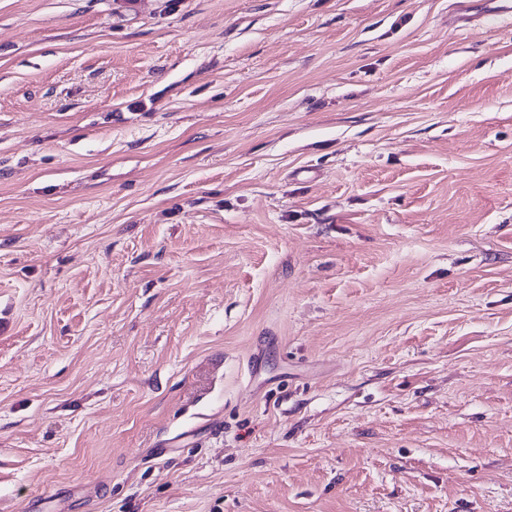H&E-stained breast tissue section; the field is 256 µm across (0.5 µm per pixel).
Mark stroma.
Masks as SVG:
<instances>
[{"label": "stroma", "instance_id": "stroma-1", "mask_svg": "<svg viewBox=\"0 0 512 512\" xmlns=\"http://www.w3.org/2000/svg\"><path fill=\"white\" fill-rule=\"evenodd\" d=\"M0 0V512H512V23Z\"/></svg>", "mask_w": 512, "mask_h": 512}]
</instances>
